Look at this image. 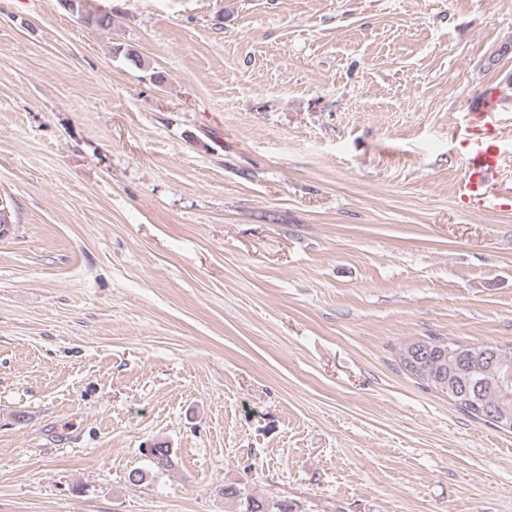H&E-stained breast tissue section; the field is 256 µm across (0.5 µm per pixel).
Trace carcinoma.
<instances>
[{"label": "carcinoma", "mask_w": 512, "mask_h": 512, "mask_svg": "<svg viewBox=\"0 0 512 512\" xmlns=\"http://www.w3.org/2000/svg\"><path fill=\"white\" fill-rule=\"evenodd\" d=\"M398 360L425 388L512 433V342L466 344L439 336L413 337L399 347ZM142 452L160 470L175 466L174 450L165 442H155ZM224 501L241 512H296L297 507L286 499L258 500L237 483L224 484Z\"/></svg>", "instance_id": "carcinoma-1"}]
</instances>
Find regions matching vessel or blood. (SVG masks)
<instances>
[{
  "mask_svg": "<svg viewBox=\"0 0 512 512\" xmlns=\"http://www.w3.org/2000/svg\"><path fill=\"white\" fill-rule=\"evenodd\" d=\"M502 96L490 86L473 98L456 139L462 149L463 175L457 186L462 207L481 212L512 209V188H501L504 151L499 132Z\"/></svg>",
  "mask_w": 512,
  "mask_h": 512,
  "instance_id": "vessel-or-blood-1",
  "label": "vessel or blood"
}]
</instances>
